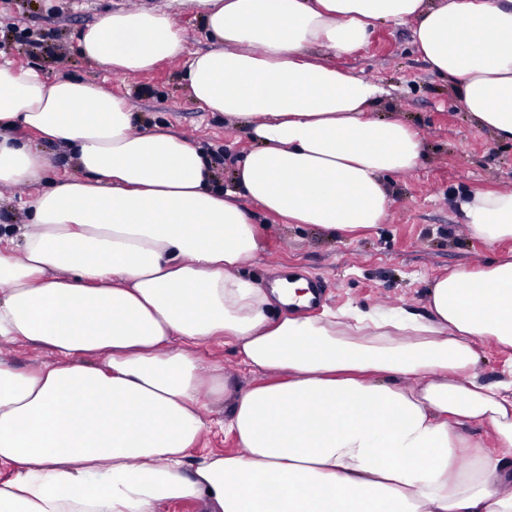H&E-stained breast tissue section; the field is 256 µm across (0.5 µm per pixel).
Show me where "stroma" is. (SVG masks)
I'll return each mask as SVG.
<instances>
[{"mask_svg":"<svg viewBox=\"0 0 512 512\" xmlns=\"http://www.w3.org/2000/svg\"><path fill=\"white\" fill-rule=\"evenodd\" d=\"M136 8L169 9L185 39L184 56L136 76L107 72L82 56L84 30L107 13ZM212 46L191 0H0V61L37 70L49 81L72 76L103 84L133 106L138 128L157 126L189 137L208 153H220L215 181L228 185L254 143L244 127L206 112L184 80L188 55ZM336 63L385 88L378 114L411 124L423 138L424 155L413 174L388 177L391 205L384 222L351 236L291 224L248 203L263 250L245 271L266 287L289 272L323 276L331 310L406 306L425 313L435 276L487 266L512 253L511 241L491 245L471 236L454 206L464 193L512 190V142L494 139L463 112L452 87L434 76L418 53L412 25H378L365 46L337 57ZM15 135L38 149L48 166L40 182L0 190V225L27 223L25 203L41 183L76 173L58 146L27 129ZM477 350L481 381L512 380V352L487 341ZM197 352L207 365L222 369L232 393L256 379L227 339L202 343Z\"/></svg>","mask_w":512,"mask_h":512,"instance_id":"stroma-1","label":"stroma"}]
</instances>
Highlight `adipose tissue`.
<instances>
[{"label": "adipose tissue", "instance_id": "1", "mask_svg": "<svg viewBox=\"0 0 512 512\" xmlns=\"http://www.w3.org/2000/svg\"><path fill=\"white\" fill-rule=\"evenodd\" d=\"M216 48L187 64L192 96L245 122L257 146L234 187L213 184L188 138L135 131L130 104L74 77L0 62V186L47 160L22 126L80 170L0 226V342L51 363L0 359V512H512V398L478 379L475 341L512 349V258L433 279L427 315L406 307L293 315L307 283L265 288L246 195L293 224L353 233L383 223L388 175L412 174L423 140L375 117L385 91L341 56L377 22L413 23L418 50L473 123L512 141V0H195ZM106 70L179 57L169 15L109 13L81 35ZM474 237L512 239V191L455 201ZM222 336L261 380L235 398L196 348ZM236 449L188 463L210 405ZM494 431L470 449L466 423ZM0 357L6 358L22 370L54 359L47 351L22 342L0 343Z\"/></svg>", "mask_w": 512, "mask_h": 512}]
</instances>
